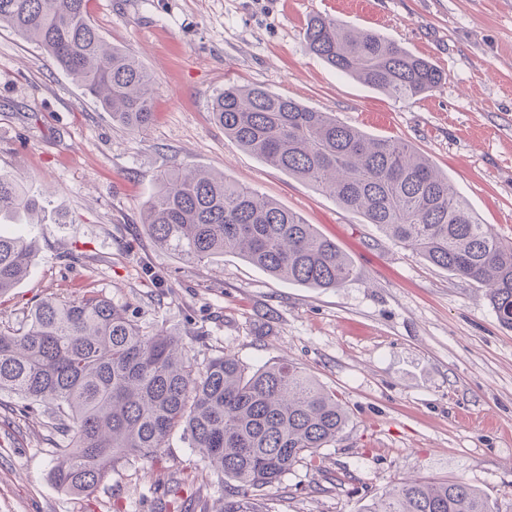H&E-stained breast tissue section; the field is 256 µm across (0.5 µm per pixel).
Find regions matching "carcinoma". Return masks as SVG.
Instances as JSON below:
<instances>
[{
    "mask_svg": "<svg viewBox=\"0 0 512 512\" xmlns=\"http://www.w3.org/2000/svg\"><path fill=\"white\" fill-rule=\"evenodd\" d=\"M89 0H0V27L37 44L112 121L145 131L156 87L126 51L91 21ZM305 50L336 71L395 99L441 88L445 77L372 30L322 14L303 31ZM224 135L271 166L322 190L388 238L486 289L512 329V245L478 222L468 202L431 161L405 142L367 136L261 86L228 85L214 100ZM40 201L0 171V225L27 224ZM142 227L153 243L189 263L234 254L271 276L308 288H338L350 258L277 201L221 173L178 167L161 174ZM36 255L23 232L0 231V296L23 280ZM0 391L51 408L65 444L55 483L89 496L124 458H152L180 429L203 468L224 478L221 512H260L256 492L294 467L315 466L336 441L347 412L301 367L282 360L254 371L225 354L202 368L185 343L147 333L129 309L98 294L51 296L16 330H0ZM363 512H493L461 480L410 478Z\"/></svg>",
    "mask_w": 512,
    "mask_h": 512,
    "instance_id": "cac0c4a2",
    "label": "carcinoma"
}]
</instances>
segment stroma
Wrapping results in <instances>:
<instances>
[{"instance_id":"stroma-1","label":"stroma","mask_w":512,"mask_h":512,"mask_svg":"<svg viewBox=\"0 0 512 512\" xmlns=\"http://www.w3.org/2000/svg\"><path fill=\"white\" fill-rule=\"evenodd\" d=\"M110 44L155 78V117L113 124L43 51L0 28V170L45 195L28 276L0 298V329L35 302L91 290L143 329L181 336L197 366L230 353L250 369L288 360L334 391L349 421L315 467L262 491L263 512H362L408 478L459 479L512 512V330L484 288L395 244L329 194L225 136L212 101L261 86L373 137L399 138L447 174L480 223L512 242V0H90ZM370 29L428 58L445 84L398 100L305 53L314 14ZM224 172L312 224L349 256L339 288L271 277L238 256L189 264L141 218L157 177ZM0 392V512H160L171 487L196 512L224 494L182 432L156 456L120 461L89 496L59 490L50 411L20 416Z\"/></svg>"}]
</instances>
